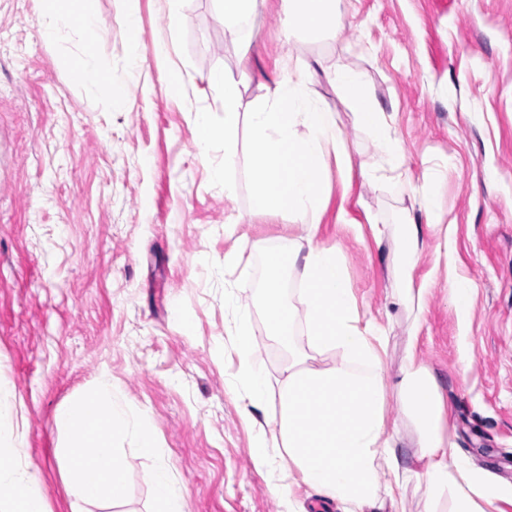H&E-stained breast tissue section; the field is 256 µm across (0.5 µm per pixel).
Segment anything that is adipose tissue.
<instances>
[{"label": "adipose tissue", "mask_w": 512, "mask_h": 512, "mask_svg": "<svg viewBox=\"0 0 512 512\" xmlns=\"http://www.w3.org/2000/svg\"><path fill=\"white\" fill-rule=\"evenodd\" d=\"M66 0H41L47 36L77 29L94 32L92 12L79 15L65 9ZM341 0H288V19L310 33L336 30L342 17ZM249 72L248 56L240 58V72L211 73L209 81L224 95V124L214 126L199 113L197 126L204 143L223 141L224 162L212 169L224 184L226 199H235L236 184L228 177L235 161L240 124L250 129L253 161L254 211L291 216L298 238L273 237L262 247L267 276L262 309L268 334L288 355L278 394L279 431L258 430L252 448L257 465L280 461L297 472L301 483L345 512H381L384 497H395L409 484L423 488L424 512H438L451 498V512H487L504 496L492 476L471 466L445 435L447 409L429 369L409 361L396 383L419 434L417 449L402 457L395 431L386 424L381 358L376 343L385 331L375 323H361L358 308L343 271L337 247L317 243L318 215L327 194L325 171L335 160L340 175H348L351 157L331 105L312 96L308 68L297 67L269 88L266 96L244 104ZM326 76L350 105L355 123L373 137L378 163L364 169L366 178L392 176L402 180L404 149L392 133L390 117L371 93L365 76L345 65L329 68ZM436 172L425 174L410 194L427 225L441 222ZM422 224V225H425ZM422 225L411 221L399 228L403 241L399 280L392 288L393 306L411 311L412 334L424 324L426 287L415 286L413 271L424 248ZM301 271V304L291 305L283 292L282 274ZM307 336L298 348L297 335ZM240 365L233 390L244 401L246 420H254L268 399L270 382L264 364L253 356L255 340L248 317L235 331ZM333 357L329 366L320 357ZM16 406L10 390L0 383V512H47L36 478L10 462L18 436ZM54 424L60 435V454L68 461L76 495L85 501H114L125 481L130 451L161 455L144 409L117 403L112 384L99 377L88 389L59 406ZM387 474L379 484V474Z\"/></svg>", "instance_id": "adipose-tissue-1"}]
</instances>
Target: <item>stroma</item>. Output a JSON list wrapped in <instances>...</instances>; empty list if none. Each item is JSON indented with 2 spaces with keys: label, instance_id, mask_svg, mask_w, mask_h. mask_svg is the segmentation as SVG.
<instances>
[{
  "label": "stroma",
  "instance_id": "1",
  "mask_svg": "<svg viewBox=\"0 0 512 512\" xmlns=\"http://www.w3.org/2000/svg\"><path fill=\"white\" fill-rule=\"evenodd\" d=\"M68 8L96 15L92 39L46 37L40 0H0V381L23 432L16 461L39 479L49 512H153L154 457L128 458L122 490L104 508L75 496L57 452L56 409L106 374L116 401L147 412L185 512H283L278 491L289 483L307 512H343L279 464L255 466V430L232 390L241 312L272 378L288 362L267 335L261 243L294 228L288 215L251 209L247 126L230 173L236 201L210 176L223 141L201 159L198 113L224 123L209 75L238 63L216 0H182L174 19L167 0H139L133 30L126 0ZM287 12L286 0H258L243 25L255 36L244 99L261 100L307 63L313 95L340 114L351 187L328 165L317 240L341 250L363 319L388 330L384 413L399 422V450L410 456L416 443L394 389L411 354L437 381L459 453L511 486L512 0H351L339 31L323 34L285 26ZM161 41L168 52L159 56ZM133 43L143 62L126 88L73 77L87 54L104 71L127 70ZM338 63L364 72L391 114L413 182L428 169L441 175L442 223L425 232L414 270L429 290L416 338L411 314L389 296L401 242L376 243L366 218H425L403 186L362 177L377 152L324 75ZM174 69L188 77L177 94L167 82ZM342 209L358 229L339 224ZM453 279L474 286L468 314L448 299ZM229 295L238 306L225 304Z\"/></svg>",
  "mask_w": 512,
  "mask_h": 512
}]
</instances>
